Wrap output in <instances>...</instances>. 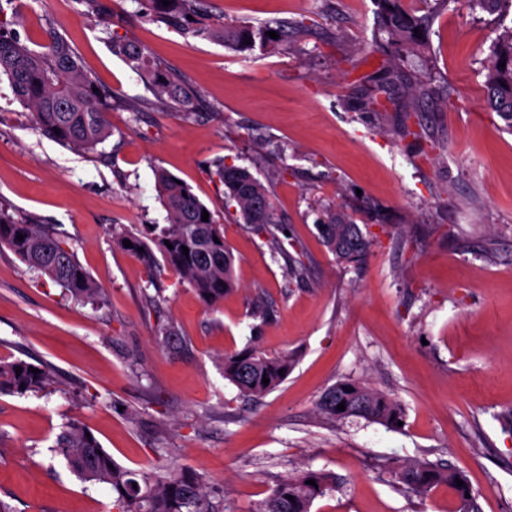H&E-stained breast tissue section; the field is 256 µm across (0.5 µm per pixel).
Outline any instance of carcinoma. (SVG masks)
Returning a JSON list of instances; mask_svg holds the SVG:
<instances>
[{
  "instance_id": "carcinoma-1",
  "label": "carcinoma",
  "mask_w": 512,
  "mask_h": 512,
  "mask_svg": "<svg viewBox=\"0 0 512 512\" xmlns=\"http://www.w3.org/2000/svg\"><path fill=\"white\" fill-rule=\"evenodd\" d=\"M142 2L149 15L158 21L178 28L192 27L195 32L234 48L246 50L274 42L263 29L246 24L230 26L215 18L208 13L203 0H170L167 6L163 0ZM374 3L378 6L379 29L394 46L383 69L401 73L407 57H418L424 49L430 19L408 13L402 0H374ZM10 25L12 22L0 18V73L8 77L15 99L32 113L39 128L57 142L87 153L96 150L111 136L106 108L112 103V92L102 88L93 90L97 83L84 69L74 49L56 32H46L43 50L35 51ZM112 51L145 79L157 100L173 102L183 112L195 109L196 92L157 63L146 47L116 36L112 39ZM491 51L493 63L485 80L487 104L512 125V28L499 34ZM501 62L505 67L499 66ZM214 175L224 184L227 202L235 204L243 223L268 237L273 255L287 259L288 277L298 276L301 262L287 256L275 234L279 218L269 188L248 169L222 160L215 164ZM157 180L166 223L148 226L145 240L125 233L118 243L130 241L129 251L150 273L157 267V259L148 242L155 243L163 260L180 280L189 284L206 306L215 307L235 284L234 257L224 244L221 225L212 217L202 220L207 206L185 183H177V178L164 170L158 172ZM319 227L336 260L359 263L367 255L370 242L344 209L326 211V220ZM19 235L24 239L18 240ZM184 246L189 249L186 255L182 252ZM5 248L61 286L73 300L96 306L103 304L101 289L59 232L15 219L0 209V250ZM221 362L224 379L243 395L257 397L283 382L295 359L288 353L268 355L252 346L224 354ZM17 367L22 369L19 374L15 371ZM265 377L269 379L267 384L262 383ZM55 385L56 376L47 365L39 367L36 374L23 361H0V394L50 391ZM341 403L345 404L343 411L337 409ZM317 409L332 421L354 416L396 427L404 418V409L397 400L352 380L340 381L325 390ZM55 450L80 479L108 485L115 495L118 512H224V501L213 495L200 474L173 464L163 473L145 471L137 479L112 459L96 436L78 421L68 423L57 438ZM398 479L419 493L448 485L458 496L459 512H478L474 498L466 497L469 485H457V480L463 481L465 477L456 471L412 461L402 466ZM310 480L316 485L308 484ZM335 486L336 478L329 472L307 470L289 475L276 484L260 512H311L314 501Z\"/></svg>"
}]
</instances>
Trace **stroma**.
<instances>
[{"label": "stroma", "instance_id": "stroma-1", "mask_svg": "<svg viewBox=\"0 0 512 512\" xmlns=\"http://www.w3.org/2000/svg\"><path fill=\"white\" fill-rule=\"evenodd\" d=\"M102 2L104 15L80 0H0L31 48L54 30L116 98L111 137L87 154L43 134L0 74V209L55 227L105 292L103 307L76 303L0 252V360L50 366L58 381L0 395V500L14 512H116L111 489L54 450L76 420L134 472L176 462L202 474L224 512H259L277 481L308 469L336 477L312 512H456L448 486L403 488L396 474L414 460L464 474L480 512H512V130L484 99L490 45L512 18L403 0L432 17L410 72L429 95L397 83L375 107L390 49L372 0H212L224 23L288 33L251 50L149 20L140 0ZM117 34L199 93L196 114L155 100L113 54ZM220 159L269 187L303 279L226 204ZM159 168L224 227L236 286L215 308L114 240L164 223ZM342 205L371 240L357 265L339 263L317 229ZM259 304L272 317L255 316ZM161 323L175 336H159ZM252 344L298 357L256 399L219 363ZM344 379L396 398L402 426L323 418L318 400Z\"/></svg>", "mask_w": 512, "mask_h": 512}]
</instances>
